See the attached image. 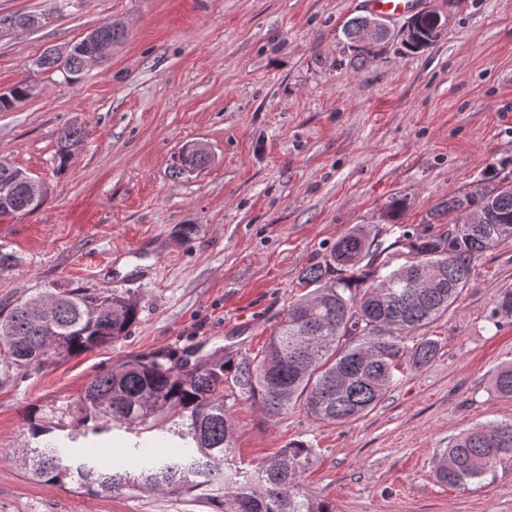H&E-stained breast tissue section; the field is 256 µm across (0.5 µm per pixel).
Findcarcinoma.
<instances>
[{"instance_id": "obj_1", "label": "carcinoma", "mask_w": 512, "mask_h": 512, "mask_svg": "<svg viewBox=\"0 0 512 512\" xmlns=\"http://www.w3.org/2000/svg\"><path fill=\"white\" fill-rule=\"evenodd\" d=\"M370 18L351 21L347 35L370 54L363 37ZM126 36L119 20L103 23L85 39L111 46ZM76 43L62 55L47 50L37 66L60 71L70 80L84 70ZM31 86L17 82L0 98L9 111L30 96ZM81 131L66 127L57 135L58 169L67 167L70 147ZM190 149L178 155L173 171L183 175L206 162ZM32 176L0 163V217L28 215L46 200L33 193ZM489 213L512 221V180L484 177L476 189L448 197L437 216H451L448 229L401 237L386 243L382 226L358 224L341 236L324 259L306 269L312 290L288 306L284 321L265 348L254 356L221 349L194 358L158 353L124 361L98 376L84 395L66 407L76 425L61 436L59 426L29 418V440L17 459L38 481L65 484L75 479L99 495L142 488L173 495L200 490L224 504L223 512H332L328 502L304 491L300 478L313 449L296 441L252 469L236 465L235 438L227 401L244 397L259 402L271 416L300 408L317 421L345 424L375 410L408 365L423 368L439 351L437 340L421 336L408 346L410 333L427 327L461 297L475 255L507 238L495 218L467 223L468 216ZM139 313L137 301L122 293L87 288H47L39 296L0 312V385L30 369L109 345L129 334ZM492 386L512 397V363L499 366ZM115 429L143 434L159 431L181 440L187 454L144 467L135 475L112 471L94 455L71 459L61 449ZM512 462V421L478 424L462 432L444 450L438 479L465 488L496 476Z\"/></svg>"}]
</instances>
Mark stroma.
Masks as SVG:
<instances>
[{
  "label": "stroma",
  "instance_id": "obj_1",
  "mask_svg": "<svg viewBox=\"0 0 512 512\" xmlns=\"http://www.w3.org/2000/svg\"><path fill=\"white\" fill-rule=\"evenodd\" d=\"M357 0H0V92L30 96L0 112V160L38 178L35 213L0 219V309L41 289L126 293L139 320L116 343L58 359L0 385V512H222L203 498L28 478L14 458L29 414L78 399L113 365L158 352L224 348L254 355L308 291L302 275L336 239L376 224L393 198L414 234L440 232L436 209L488 171L512 178V0H421L437 42L405 45L408 17L384 18L373 54L346 29ZM28 13L33 29L7 26ZM127 36L78 80L41 70L111 21ZM83 132L65 170L56 135ZM204 145L206 164L174 176L172 158ZM193 225L190 236L180 225ZM512 288V238L478 254L459 301L424 328L440 349L398 375L384 401L348 424L300 409L230 413L243 462L293 441L314 454L301 477L333 512H512V469L468 488L436 482L439 453L469 426L512 420L494 370L512 361V319L492 320ZM110 433L113 470L175 449Z\"/></svg>",
  "mask_w": 512,
  "mask_h": 512
}]
</instances>
